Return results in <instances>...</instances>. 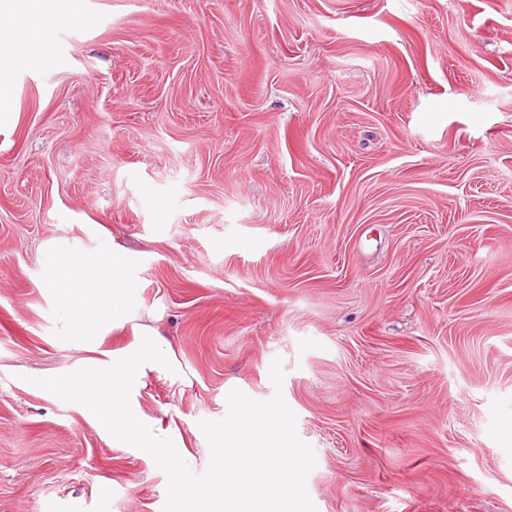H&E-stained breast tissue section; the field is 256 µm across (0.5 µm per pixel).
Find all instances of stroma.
<instances>
[{
  "label": "stroma",
  "instance_id": "stroma-1",
  "mask_svg": "<svg viewBox=\"0 0 512 512\" xmlns=\"http://www.w3.org/2000/svg\"><path fill=\"white\" fill-rule=\"evenodd\" d=\"M75 9L0 89V512H162L150 455L33 384L146 326L193 472L232 389L279 390L317 512H512V0ZM50 250L132 258L96 351Z\"/></svg>",
  "mask_w": 512,
  "mask_h": 512
}]
</instances>
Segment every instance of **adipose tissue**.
Instances as JSON below:
<instances>
[{
	"mask_svg": "<svg viewBox=\"0 0 512 512\" xmlns=\"http://www.w3.org/2000/svg\"><path fill=\"white\" fill-rule=\"evenodd\" d=\"M74 18L72 0H0V84L7 83L17 62L46 61L43 30ZM47 261L54 269L49 286L57 294L59 311L72 322L75 340L94 348L103 323L122 321L132 298L118 276L109 282L103 278L106 270L121 271V255H113L108 266L91 256L73 262L55 253Z\"/></svg>",
	"mask_w": 512,
	"mask_h": 512,
	"instance_id": "1",
	"label": "adipose tissue"
}]
</instances>
